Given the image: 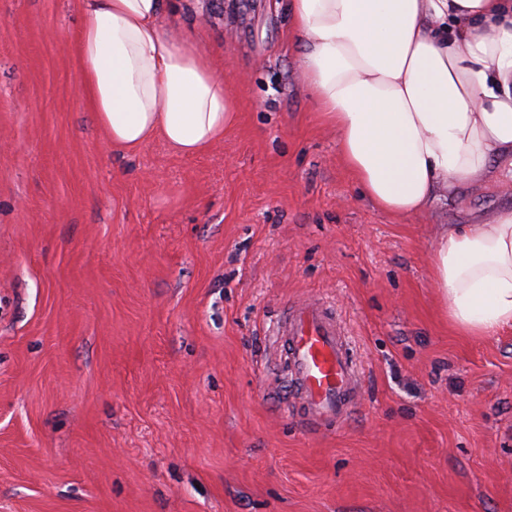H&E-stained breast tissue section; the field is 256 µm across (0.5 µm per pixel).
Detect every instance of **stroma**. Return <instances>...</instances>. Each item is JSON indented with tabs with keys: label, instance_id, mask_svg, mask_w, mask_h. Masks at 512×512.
<instances>
[{
	"label": "stroma",
	"instance_id": "obj_1",
	"mask_svg": "<svg viewBox=\"0 0 512 512\" xmlns=\"http://www.w3.org/2000/svg\"><path fill=\"white\" fill-rule=\"evenodd\" d=\"M76 0H0V512H512V328L460 336L437 225L339 154L286 0H167L237 124L185 157L112 148L81 95ZM331 306L361 377L341 427L291 404L280 309Z\"/></svg>",
	"mask_w": 512,
	"mask_h": 512
}]
</instances>
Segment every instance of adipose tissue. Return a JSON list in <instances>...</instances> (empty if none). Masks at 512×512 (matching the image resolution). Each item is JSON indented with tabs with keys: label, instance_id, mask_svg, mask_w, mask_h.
Segmentation results:
<instances>
[{
	"label": "adipose tissue",
	"instance_id": "1",
	"mask_svg": "<svg viewBox=\"0 0 512 512\" xmlns=\"http://www.w3.org/2000/svg\"><path fill=\"white\" fill-rule=\"evenodd\" d=\"M84 94L112 147L193 156L237 121L209 61L160 24L166 0H77ZM302 75L364 196L397 217L512 175V0H289ZM433 285L451 327L512 325V209L438 226Z\"/></svg>",
	"mask_w": 512,
	"mask_h": 512
}]
</instances>
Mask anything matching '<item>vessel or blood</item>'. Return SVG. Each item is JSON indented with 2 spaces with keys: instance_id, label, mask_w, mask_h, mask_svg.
Wrapping results in <instances>:
<instances>
[{
  "instance_id": "b4317fda",
  "label": "vessel or blood",
  "mask_w": 512,
  "mask_h": 512,
  "mask_svg": "<svg viewBox=\"0 0 512 512\" xmlns=\"http://www.w3.org/2000/svg\"><path fill=\"white\" fill-rule=\"evenodd\" d=\"M274 348L289 366L303 421L314 429L344 423L356 396L359 372L333 310L315 299L287 306Z\"/></svg>"
}]
</instances>
